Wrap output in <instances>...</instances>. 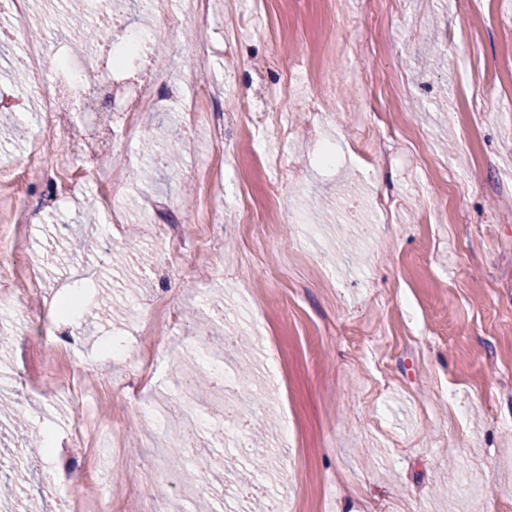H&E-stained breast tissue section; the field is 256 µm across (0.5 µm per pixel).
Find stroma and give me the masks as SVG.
Returning <instances> with one entry per match:
<instances>
[{
    "label": "stroma",
    "mask_w": 512,
    "mask_h": 512,
    "mask_svg": "<svg viewBox=\"0 0 512 512\" xmlns=\"http://www.w3.org/2000/svg\"><path fill=\"white\" fill-rule=\"evenodd\" d=\"M215 0L200 24L157 20L173 70L189 68L196 42L212 44L203 86L223 81L234 107L215 141L206 125L165 126L175 171L135 138L102 152L100 172L131 162L116 188L125 221L90 208L101 189L80 145L119 137L117 116L71 113L43 149L81 176L77 190L41 212L29 231L41 292L37 309L79 292L55 324L87 369L85 405L114 425L133 471L161 467L177 485L153 484L155 512H196L185 469L246 442L268 468L229 459L210 478L213 512H252L282 500L288 512H512V11L505 0ZM70 0H31L30 28L47 55L68 52ZM443 57L430 64L431 54ZM0 155L24 158L39 127L34 106L16 110ZM224 158L213 202L194 171ZM98 171V172H99ZM172 198L183 231L211 230L222 261L188 255L187 277L162 261L164 219L144 222L147 196ZM392 200L391 212L376 202ZM111 237L121 266L99 262L89 242ZM166 305L156 377L141 390L104 393L127 366L112 340ZM0 404L40 432L37 447L0 430V512H65L101 496L112 459L88 460L71 437L77 409L56 392L22 388L41 342L25 321L0 313ZM247 384L226 390L247 424L216 435L191 378L205 360ZM197 424L191 452L162 436L160 419Z\"/></svg>",
    "instance_id": "stroma-1"
}]
</instances>
